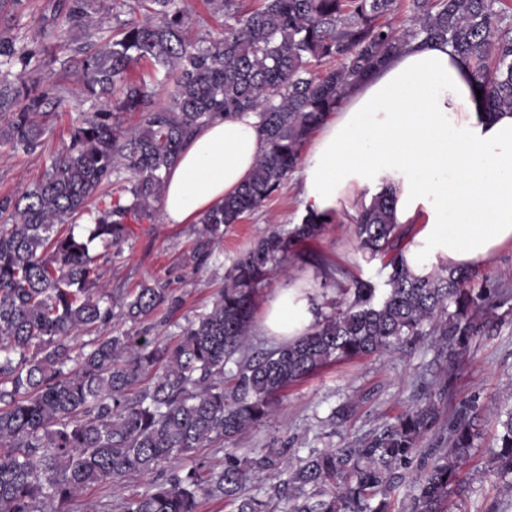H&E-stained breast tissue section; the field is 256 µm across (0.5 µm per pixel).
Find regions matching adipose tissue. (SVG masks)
Segmentation results:
<instances>
[{
  "mask_svg": "<svg viewBox=\"0 0 512 512\" xmlns=\"http://www.w3.org/2000/svg\"><path fill=\"white\" fill-rule=\"evenodd\" d=\"M471 69L438 41H410L353 84L316 130L299 170L302 215L335 222L377 192L397 224L416 226L405 257L415 272L473 267L512 242V111L487 114ZM256 112L195 130L166 174L167 224H194L235 195L263 153ZM313 313L306 284L280 289L261 317L288 342Z\"/></svg>",
  "mask_w": 512,
  "mask_h": 512,
  "instance_id": "1",
  "label": "adipose tissue"
}]
</instances>
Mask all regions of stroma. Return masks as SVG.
I'll use <instances>...</instances> for the list:
<instances>
[{
  "label": "stroma",
  "mask_w": 512,
  "mask_h": 512,
  "mask_svg": "<svg viewBox=\"0 0 512 512\" xmlns=\"http://www.w3.org/2000/svg\"><path fill=\"white\" fill-rule=\"evenodd\" d=\"M57 0H25L21 13L8 24L22 43L40 44L41 19L50 15ZM44 159L37 155L9 154L0 150V195L16 191L35 181L43 172ZM300 210L296 175H289L281 188L240 223L224 230L216 257L206 267L194 269L187 256L193 246L195 227L191 224H144L124 245L122 253L105 266L113 287L126 291L163 279L169 282L180 305L158 326L159 338L179 333L186 319L208 309L224 283V273L245 247L265 232L290 226ZM308 263L289 265L275 273L260 292V303H267L276 290L296 280L319 284L322 268L345 270L366 279L379 276V262H365L353 244V226L336 220L326 225L322 235L310 243ZM490 335L472 344L455 368L448 398L439 404L438 419L427 447H435L446 433L449 417L470 410L475 416L478 450L464 464V484L454 499L466 512H512V496L504 494L505 481L489 464L488 450L497 433L496 402L512 390V310L501 308ZM436 350L429 339L400 347L394 353L372 355L324 367L306 379L289 386L275 405L267 423L250 429L236 442L243 456H254L267 448L283 446L341 448L370 433L382 420L412 406L423 393V385L439 369ZM346 407L342 427L328 424L331 411ZM167 466H159L153 476L133 475L121 484L102 483L88 488L73 502V512H116L114 505L137 491H144L151 480H164Z\"/></svg>",
  "instance_id": "stroma-1"
}]
</instances>
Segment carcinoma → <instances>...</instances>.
Returning <instances> with one entry per match:
<instances>
[{
  "instance_id": "1",
  "label": "carcinoma",
  "mask_w": 512,
  "mask_h": 512,
  "mask_svg": "<svg viewBox=\"0 0 512 512\" xmlns=\"http://www.w3.org/2000/svg\"><path fill=\"white\" fill-rule=\"evenodd\" d=\"M204 5L219 26L208 40L187 38L194 18L180 0H112V36L98 38L93 19L104 0H60L44 37L83 32L64 59L50 44L40 59L0 29V147L45 157L35 183L0 196V512H70L85 489L163 463L172 469L166 480L124 498L120 512H197L202 499L232 512H392V493L437 420L436 398L448 394L444 382L344 448H311L293 461L288 448H269L243 460L229 444L269 421L288 386L333 362L429 337L455 367L493 326L489 310L508 302L507 290L476 284L474 268L413 271L395 200L383 190L354 218L358 249L381 260L382 281L322 270L336 299L328 312L310 300L306 335L250 345L261 288L325 228L311 215L237 254L212 307L174 340L151 335L150 319L176 307L168 283L115 291L103 266L133 225L158 220L166 173L194 129L252 110L265 144L250 180L200 219L191 258L201 268L224 227L260 208L297 168L345 89L408 42L448 43L481 79L488 111L512 110L504 0H411L400 31L385 22L400 0ZM73 71L94 104L69 143L50 151L47 119L74 106L65 87ZM124 113L136 116L133 126L124 127ZM116 182L117 194L108 190ZM86 216L91 223L78 224ZM117 319L142 328L121 331ZM81 336L90 340L77 347ZM499 425L491 461L511 489L512 404ZM476 439L468 413L448 423L447 448L427 454L407 512H447ZM212 444L224 449L221 470L204 478L177 466ZM258 473L275 482L246 494Z\"/></svg>"
}]
</instances>
